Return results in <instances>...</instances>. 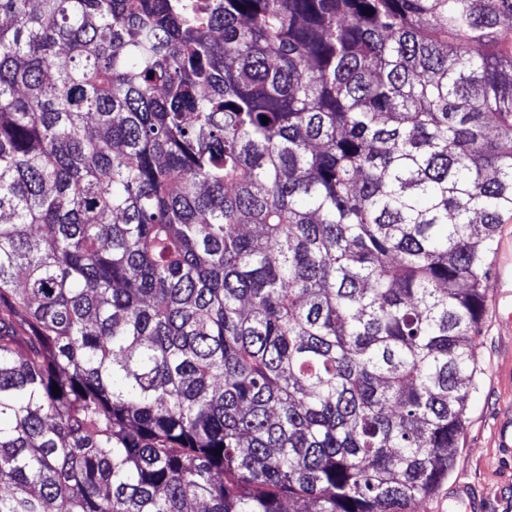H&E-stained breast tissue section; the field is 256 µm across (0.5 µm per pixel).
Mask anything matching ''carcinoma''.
Here are the masks:
<instances>
[{"label":"carcinoma","mask_w":512,"mask_h":512,"mask_svg":"<svg viewBox=\"0 0 512 512\" xmlns=\"http://www.w3.org/2000/svg\"><path fill=\"white\" fill-rule=\"evenodd\" d=\"M508 215L512 0H0V512H410Z\"/></svg>","instance_id":"obj_1"}]
</instances>
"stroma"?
<instances>
[{
  "label": "stroma",
  "instance_id": "obj_1",
  "mask_svg": "<svg viewBox=\"0 0 512 512\" xmlns=\"http://www.w3.org/2000/svg\"><path fill=\"white\" fill-rule=\"evenodd\" d=\"M499 290L490 291L478 337V368L467 407V423L447 480L415 512H512V457L498 444L506 412L512 410V328L495 321L512 313V273L494 267Z\"/></svg>",
  "mask_w": 512,
  "mask_h": 512
}]
</instances>
